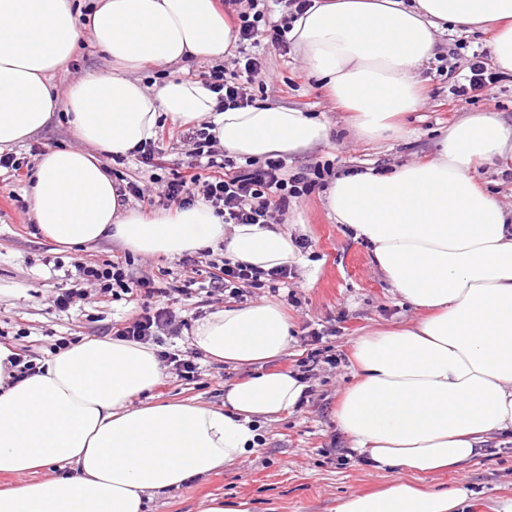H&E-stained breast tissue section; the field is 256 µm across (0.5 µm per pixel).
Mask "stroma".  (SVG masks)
Wrapping results in <instances>:
<instances>
[{
	"mask_svg": "<svg viewBox=\"0 0 512 512\" xmlns=\"http://www.w3.org/2000/svg\"><path fill=\"white\" fill-rule=\"evenodd\" d=\"M459 42L464 48L452 73L439 75L432 63L420 71L424 97L417 111L403 117L407 132L403 139L371 140L357 134L348 123V113L317 85L297 50L284 54L268 39L257 44L248 41L243 53H231L223 65L234 71L242 54L261 56L263 70L248 86L254 102L298 108L327 124L326 141L287 155L289 172L327 162L337 176L364 171L387 174L402 164L433 158L440 130L467 113L491 109L512 127V75L500 77L479 97L457 95L469 72L472 51L485 48L482 34H443L438 38L440 53ZM111 68L108 56L85 38L52 83L62 94L78 79ZM80 145L59 112L14 152L34 163L46 149ZM30 183V175L14 178L0 171V343L35 362L63 344L110 337L112 324L135 316L147 299L115 297L74 277L75 265L99 264L124 255L125 249L110 239L80 251L45 240L31 219ZM276 222L301 244L287 283L243 288L240 300L278 303L294 326V340L273 362V369L297 370L314 347L335 356L337 362L318 363L308 381L309 391L296 409L260 422L261 442L253 454L236 466L153 498L149 512H197L200 502L210 496L247 503L249 512H335L340 498L385 488L395 478L394 472L373 469L348 456L349 442L336 425L335 412L354 381L353 341L375 329L412 323L421 313L401 303L374 264L370 244L329 213L324 188L315 187L309 195L290 200ZM162 269L167 272L166 282L174 287L164 304L178 319L192 324L227 305L220 291L193 285L189 293L180 292V285L191 280L195 269L194 263L183 258L137 254L129 272L147 278ZM63 288H79L84 293L83 300L67 311L54 303ZM315 331L322 336L316 343L310 338ZM164 343L176 345L186 359L197 364L198 371L193 379L184 380L173 368H165L162 383L147 394V401L192 399L219 407L227 388L251 373L247 367L232 368L209 360L192 347L189 337H168ZM459 483L475 494L473 512H499L502 503L512 499V434L490 435L481 457L421 480L427 489Z\"/></svg>",
	"mask_w": 512,
	"mask_h": 512,
	"instance_id": "obj_1",
	"label": "stroma"
}]
</instances>
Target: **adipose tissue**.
<instances>
[{
  "label": "adipose tissue",
  "mask_w": 512,
  "mask_h": 512,
  "mask_svg": "<svg viewBox=\"0 0 512 512\" xmlns=\"http://www.w3.org/2000/svg\"><path fill=\"white\" fill-rule=\"evenodd\" d=\"M480 32L496 70L512 74V0H314L289 38L362 136L400 134L416 111L420 69L439 34ZM111 70L53 91V75L82 35ZM236 33L217 0H0V151L64 111L81 148L37 161L32 213L42 236L65 247L119 240L142 255L179 256L222 243L233 261L262 270L297 259L272 224L226 226L209 205L145 218L120 200L103 162L158 133L162 120L207 121L229 154L261 159L326 140L325 124L293 107L220 109L198 80L146 85L144 66L221 59ZM512 152V129L492 111L449 126L434 158L389 174L336 177L326 207L373 246L392 288L421 310L414 323L354 343L356 380L336 408L353 452L376 469L409 472L377 492L341 498L336 512H467L462 484L423 490L411 481L480 457L489 434L512 432V211L474 177L477 164ZM190 340L212 361L254 373L231 385L223 408L189 400L139 404L162 380L153 346L85 338L30 374L0 344V512H147L150 498L254 453V423L296 407L306 383L267 363L288 349L290 324L273 303L232 305L195 322Z\"/></svg>",
  "instance_id": "obj_1"
}]
</instances>
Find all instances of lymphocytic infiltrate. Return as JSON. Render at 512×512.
<instances>
[{
    "mask_svg": "<svg viewBox=\"0 0 512 512\" xmlns=\"http://www.w3.org/2000/svg\"><path fill=\"white\" fill-rule=\"evenodd\" d=\"M248 9L238 15L240 41L254 40L260 28H267L273 46L285 50L289 47L287 34L293 15H300L310 7L312 0H286L291 13L280 22L271 21L266 0H246ZM263 60L258 56H246L242 72H230L223 66H212L206 74V85L217 93L220 102L228 107H245L251 98L247 85L262 71ZM181 141L192 144V155L198 163L195 174H174L163 183L164 198L181 207L204 201L228 224H269L276 214L284 213L290 199L310 193L316 185L331 176L329 165H317L313 169L289 173L285 160L277 154L264 162H254L230 170L223 155L206 128L191 127L179 131ZM209 283L224 289L229 298H237L243 286L262 287L264 280L287 278V268L269 272L248 264L228 259L211 260L207 263ZM81 278L104 289L118 288L123 293L136 291L148 296H167V289L158 287L150 278H132L126 271L122 258L79 266ZM181 329L173 311L166 307L143 306L141 313L116 327L114 335L125 341L147 343L158 341L160 334L178 335Z\"/></svg>",
    "mask_w": 512,
    "mask_h": 512,
    "instance_id": "1",
    "label": "lymphocytic infiltrate"
}]
</instances>
